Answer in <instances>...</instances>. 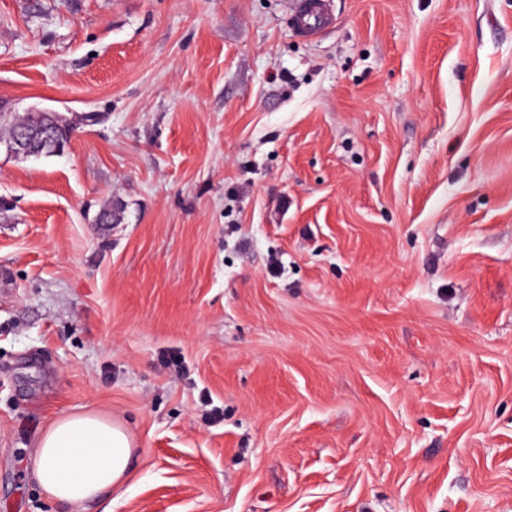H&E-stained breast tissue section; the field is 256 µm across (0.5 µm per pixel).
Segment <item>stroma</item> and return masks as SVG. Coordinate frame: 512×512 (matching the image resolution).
<instances>
[{
    "instance_id": "stroma-1",
    "label": "stroma",
    "mask_w": 512,
    "mask_h": 512,
    "mask_svg": "<svg viewBox=\"0 0 512 512\" xmlns=\"http://www.w3.org/2000/svg\"><path fill=\"white\" fill-rule=\"evenodd\" d=\"M295 4L0 0V106L76 123L0 152V512L84 412L91 512H512V0ZM293 20L300 33L306 37H314L332 26L334 15L329 1L298 0ZM133 441L112 419L65 414L45 430L33 450L31 476L61 512H90L129 470Z\"/></svg>"
}]
</instances>
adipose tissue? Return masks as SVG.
Masks as SVG:
<instances>
[{
	"label": "adipose tissue",
	"mask_w": 512,
	"mask_h": 512,
	"mask_svg": "<svg viewBox=\"0 0 512 512\" xmlns=\"http://www.w3.org/2000/svg\"><path fill=\"white\" fill-rule=\"evenodd\" d=\"M133 441L118 423L93 413L65 414L33 450L31 476L63 512H88L130 467Z\"/></svg>",
	"instance_id": "ef3b65f1"
}]
</instances>
